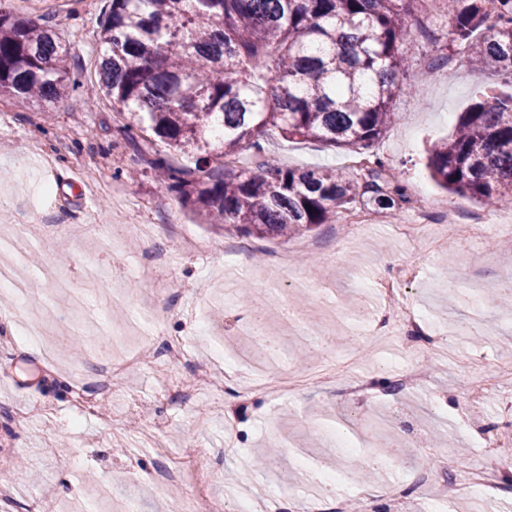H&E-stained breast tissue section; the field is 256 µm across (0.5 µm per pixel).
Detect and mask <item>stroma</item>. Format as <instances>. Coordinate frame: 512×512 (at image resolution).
Masks as SVG:
<instances>
[{
    "label": "stroma",
    "mask_w": 512,
    "mask_h": 512,
    "mask_svg": "<svg viewBox=\"0 0 512 512\" xmlns=\"http://www.w3.org/2000/svg\"><path fill=\"white\" fill-rule=\"evenodd\" d=\"M109 0H0V11L35 20L49 18L70 48L71 75L80 83L66 98L41 109L35 103L0 96V266L13 290L0 292V338L11 324L25 319L26 287H34L49 326L66 317L85 351L67 350L57 356L60 370L42 372L43 341L24 336L0 341V369L13 382L0 384V441H6L9 466H0V481L14 485L11 512H26L32 496L48 500L55 512H126L136 499L140 512H168L180 497L177 484L154 482L155 471L196 451L203 483L220 512H231L239 494L275 490L279 505L290 512H327L307 469L328 457L330 469H342V491L354 486L350 472L367 462L389 441L402 455L379 469L368 490L398 481L409 490L405 500L391 503L390 512H427L435 483L446 480L436 459L441 452L456 456L455 475H465L484 463L481 438L489 424L512 425V385L491 395L479 415L470 413L464 390L478 375L473 349L457 340L455 361H437L422 392H395L384 401L347 402L335 383L314 385L279 400L258 399L242 405L232 390L209 392V380L219 378L224 363L258 376L297 371L294 356L308 333L329 336L330 352L359 354L358 371L376 386L394 380L408 359L401 344L375 334L383 312L374 290L385 275L395 273L412 250L427 254L423 278L408 285L414 307L431 328L455 337L463 323L479 321L484 346L500 361L512 363V316L496 310L494 290L512 283V224L501 225L485 245L463 236L458 224L437 228L442 250H432L425 228L412 224L408 206L381 210L377 223L356 231L341 218L294 237L253 238L223 232L199 223L173 193L162 189L151 172L128 179L136 165L125 137L123 119L106 98L86 102L83 88L95 78L98 58L97 23ZM417 22L402 51L408 68L402 81L409 94L396 102L397 118L373 145L405 186L409 198L426 193L435 213L444 205H459V222L470 214L496 216L512 208V196L486 208L440 188L426 167L427 145L451 135L461 112L486 89L512 94V83L490 71L472 67L465 53L451 45V24L443 0H418ZM271 153L296 168L341 167L346 151L311 140L273 138ZM132 224L155 228L164 265L153 266L141 255L137 238L119 248L108 243L107 225L115 212ZM25 215L37 262L16 259L9 248L18 215ZM411 224L415 235L406 242L392 227ZM206 240L205 253L173 249L176 232ZM238 245L233 260L224 257L225 244ZM291 252L288 270L269 263L272 251ZM449 261L451 273L440 264ZM186 285L185 293L163 292L168 278ZM249 285L268 307L267 325L282 337L284 355L264 361L260 342L249 330L250 307L238 297H226V285ZM185 337L192 350L188 374L200 378L192 404L162 402L156 395L179 377L148 360L118 381L100 413L76 416L70 378L78 376L88 392L96 390V370L102 358L119 360L144 348L151 330ZM37 402L53 415L16 427L17 408ZM166 423L151 433L149 422ZM357 435L351 447L337 438L348 428ZM277 446L283 454L272 467L255 462L259 449ZM306 471H299V464Z\"/></svg>",
    "instance_id": "obj_1"
}]
</instances>
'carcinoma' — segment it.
Instances as JSON below:
<instances>
[{"mask_svg": "<svg viewBox=\"0 0 512 512\" xmlns=\"http://www.w3.org/2000/svg\"><path fill=\"white\" fill-rule=\"evenodd\" d=\"M419 0H111L98 22L93 97L128 114V142L202 223L288 239L365 197L407 202L375 157L358 181L334 168H290L265 139L358 152L396 117ZM469 62L512 80V0H448ZM70 52L56 28L0 12V95L48 107L67 96ZM244 151L246 170L232 167ZM436 183L488 205L512 194V97L489 95L434 142Z\"/></svg>", "mask_w": 512, "mask_h": 512, "instance_id": "cac0c4a2", "label": "carcinoma"}]
</instances>
